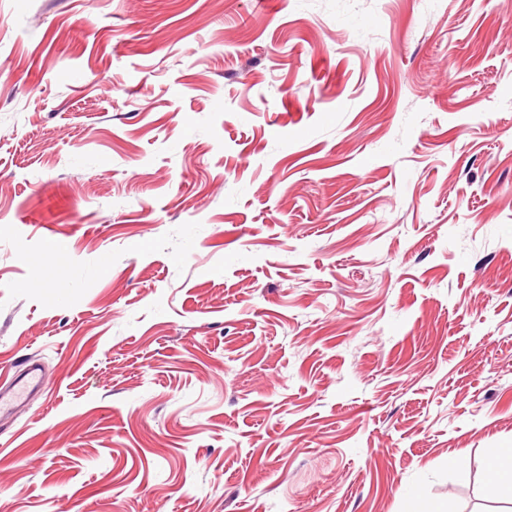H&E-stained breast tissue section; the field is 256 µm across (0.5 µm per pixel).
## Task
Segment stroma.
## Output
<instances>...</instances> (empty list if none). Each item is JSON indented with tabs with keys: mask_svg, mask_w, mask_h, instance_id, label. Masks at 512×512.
<instances>
[{
	"mask_svg": "<svg viewBox=\"0 0 512 512\" xmlns=\"http://www.w3.org/2000/svg\"><path fill=\"white\" fill-rule=\"evenodd\" d=\"M28 354L0 512L512 502V0H0Z\"/></svg>",
	"mask_w": 512,
	"mask_h": 512,
	"instance_id": "1",
	"label": "stroma"
}]
</instances>
